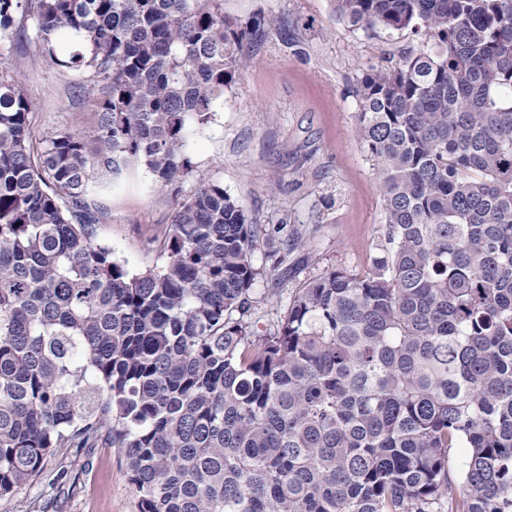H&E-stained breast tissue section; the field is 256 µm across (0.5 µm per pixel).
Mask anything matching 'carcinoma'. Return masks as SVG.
<instances>
[{
	"label": "carcinoma",
	"mask_w": 512,
	"mask_h": 512,
	"mask_svg": "<svg viewBox=\"0 0 512 512\" xmlns=\"http://www.w3.org/2000/svg\"><path fill=\"white\" fill-rule=\"evenodd\" d=\"M423 47L371 68L355 132L386 254L244 320L256 224L214 182L177 201L165 264L96 243L132 165L179 195L192 128L270 17L223 0H0V502L61 448H119L138 512H512V0H334ZM80 77L97 122L33 144L6 51Z\"/></svg>",
	"instance_id": "cac0c4a2"
}]
</instances>
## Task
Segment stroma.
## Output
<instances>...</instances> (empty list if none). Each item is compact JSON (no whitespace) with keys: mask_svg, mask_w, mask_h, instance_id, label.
<instances>
[{"mask_svg":"<svg viewBox=\"0 0 512 512\" xmlns=\"http://www.w3.org/2000/svg\"><path fill=\"white\" fill-rule=\"evenodd\" d=\"M226 16L245 23L278 17V30L250 48L242 77L224 94L210 123L185 145L192 172L181 187L223 184L254 223L301 231L304 247L281 254L259 240L253 262L251 321L275 330L297 288L336 269L363 276L387 246L384 211L372 162L355 134L356 94L369 67L416 47L408 33L386 36L339 20L332 0H224ZM32 34L16 39L11 58L35 104L31 135L82 128L97 119L93 94L78 78L35 64ZM108 217L98 243L128 270L162 266V232L172 193L141 167L101 199ZM137 512L124 458L116 448H64L47 457L42 474L0 512Z\"/></svg>","mask_w":512,"mask_h":512,"instance_id":"obj_1","label":"stroma"}]
</instances>
